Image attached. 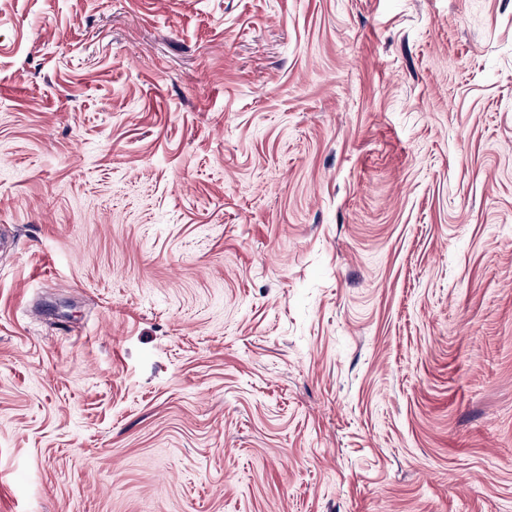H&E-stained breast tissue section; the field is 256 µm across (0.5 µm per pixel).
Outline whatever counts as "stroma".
Listing matches in <instances>:
<instances>
[{
    "label": "stroma",
    "mask_w": 512,
    "mask_h": 512,
    "mask_svg": "<svg viewBox=\"0 0 512 512\" xmlns=\"http://www.w3.org/2000/svg\"><path fill=\"white\" fill-rule=\"evenodd\" d=\"M0 512H512V0H0Z\"/></svg>",
    "instance_id": "stroma-1"
}]
</instances>
